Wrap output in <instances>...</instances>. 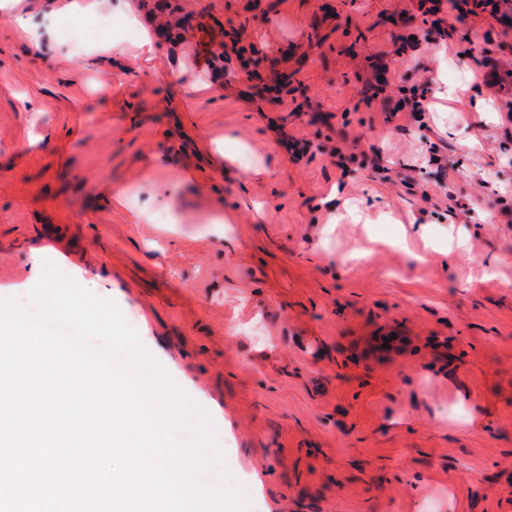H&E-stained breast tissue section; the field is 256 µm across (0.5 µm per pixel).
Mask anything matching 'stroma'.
Returning <instances> with one entry per match:
<instances>
[{"label":"stroma","instance_id":"1","mask_svg":"<svg viewBox=\"0 0 512 512\" xmlns=\"http://www.w3.org/2000/svg\"><path fill=\"white\" fill-rule=\"evenodd\" d=\"M131 5L152 56L107 0L36 49L0 10V298L48 260L113 300L249 512H512V0ZM469 399V394H462L461 391H457L456 402L453 405L450 418L454 419L461 426L478 428L482 425L481 417L466 409Z\"/></svg>","mask_w":512,"mask_h":512}]
</instances>
